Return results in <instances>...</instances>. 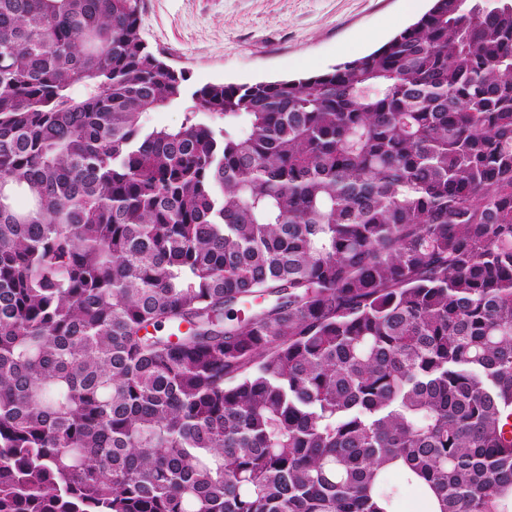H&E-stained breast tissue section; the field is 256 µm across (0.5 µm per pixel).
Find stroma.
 I'll return each instance as SVG.
<instances>
[{"label": "stroma", "instance_id": "obj_1", "mask_svg": "<svg viewBox=\"0 0 512 512\" xmlns=\"http://www.w3.org/2000/svg\"><path fill=\"white\" fill-rule=\"evenodd\" d=\"M430 0H142V36L190 89L302 77L361 57Z\"/></svg>", "mask_w": 512, "mask_h": 512}]
</instances>
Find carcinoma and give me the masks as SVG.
I'll return each mask as SVG.
<instances>
[{
	"instance_id": "obj_1",
	"label": "carcinoma",
	"mask_w": 512,
	"mask_h": 512,
	"mask_svg": "<svg viewBox=\"0 0 512 512\" xmlns=\"http://www.w3.org/2000/svg\"><path fill=\"white\" fill-rule=\"evenodd\" d=\"M140 13L0 0V512H512V0L194 91Z\"/></svg>"
}]
</instances>
